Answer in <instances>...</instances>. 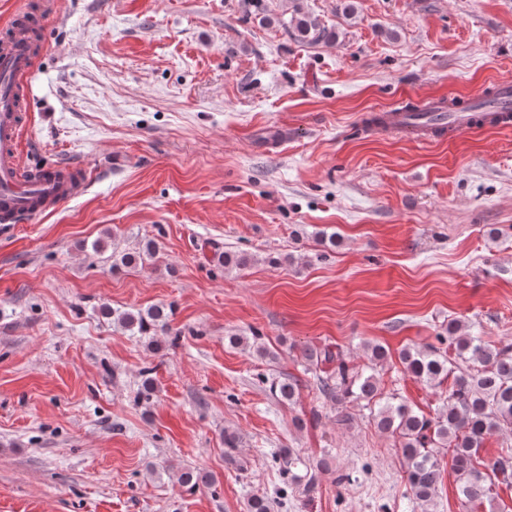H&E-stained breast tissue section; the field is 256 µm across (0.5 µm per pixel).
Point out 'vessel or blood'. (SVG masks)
Listing matches in <instances>:
<instances>
[{"label":"vessel or blood","instance_id":"vessel-or-blood-1","mask_svg":"<svg viewBox=\"0 0 512 512\" xmlns=\"http://www.w3.org/2000/svg\"><path fill=\"white\" fill-rule=\"evenodd\" d=\"M34 58L27 26L14 16L0 21V76L11 82L10 89L0 92V222L6 224L58 208L87 189L76 167L66 164L43 168V176L37 181L24 172L25 115L20 84L30 76ZM494 89L497 105L481 120L471 112H455L447 122L418 126L409 123L404 112L387 111L382 120L368 116L364 123L375 130L406 133L424 140L433 133L453 138L480 123L493 128L511 127L512 83L499 81Z\"/></svg>","mask_w":512,"mask_h":512}]
</instances>
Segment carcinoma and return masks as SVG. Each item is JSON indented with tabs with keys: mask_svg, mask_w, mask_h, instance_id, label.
Wrapping results in <instances>:
<instances>
[{
	"mask_svg": "<svg viewBox=\"0 0 512 512\" xmlns=\"http://www.w3.org/2000/svg\"><path fill=\"white\" fill-rule=\"evenodd\" d=\"M295 38L306 44L336 38L318 19L294 5ZM456 106L449 102L444 110H428L414 105L404 112L424 125L436 124L448 118V110ZM157 252L154 241L140 242L132 248L118 250L112 247V267L136 268ZM225 269H240L248 265L247 256L226 251L218 257ZM102 316L112 318L132 336L155 335L169 332L172 311L163 305L144 310L117 313L109 307L100 309ZM448 343L442 350L434 345L424 348L405 347L399 353L404 370L426 384L439 386L448 379L453 369L455 376L448 396L434 417L414 410L396 394H383L376 368L388 358L385 346L375 343L366 346L370 366L357 370L347 364L340 353L325 346L307 347L304 358L310 364L334 365L319 378V389L324 396L345 405L356 402L369 411V417L381 431L399 439L407 486L422 509L431 503L439 481L441 466L438 449L446 448L451 455V470L455 474L458 499L464 512H475L476 504L494 505L499 485H512V449L504 450L494 461L479 459L486 438L496 433H512V346L498 348L482 336L470 334L457 319L448 320V335L438 337ZM477 363L480 369L470 372L462 365ZM154 369L142 371L143 380L136 402H150L154 393ZM269 391L282 402L293 403L300 383L296 378H273ZM280 470L295 476L301 464L300 457L290 448H283L277 456ZM180 483L191 489L214 484V477L196 469L186 468Z\"/></svg>",
	"mask_w": 512,
	"mask_h": 512,
	"instance_id": "carcinoma-1",
	"label": "carcinoma"
}]
</instances>
